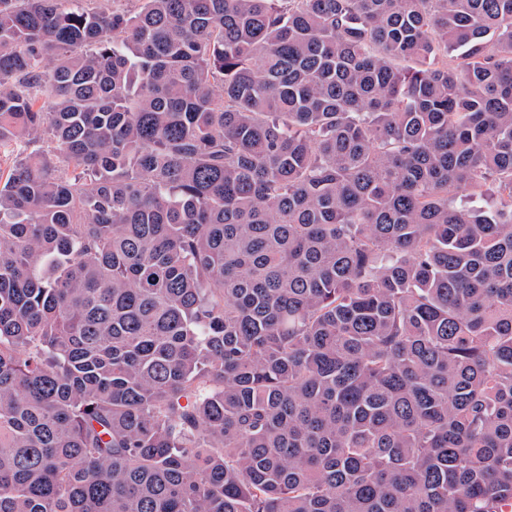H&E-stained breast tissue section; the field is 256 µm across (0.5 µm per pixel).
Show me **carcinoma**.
<instances>
[{
  "instance_id": "1",
  "label": "carcinoma",
  "mask_w": 512,
  "mask_h": 512,
  "mask_svg": "<svg viewBox=\"0 0 512 512\" xmlns=\"http://www.w3.org/2000/svg\"><path fill=\"white\" fill-rule=\"evenodd\" d=\"M0 0V512L512 506V0Z\"/></svg>"
}]
</instances>
